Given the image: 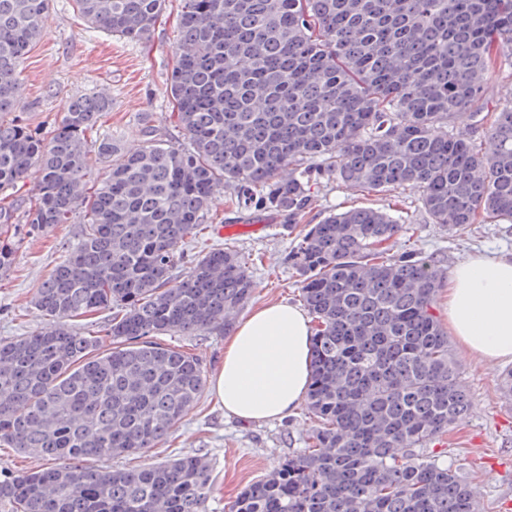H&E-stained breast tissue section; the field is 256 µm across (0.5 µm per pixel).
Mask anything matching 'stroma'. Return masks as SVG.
<instances>
[{"mask_svg":"<svg viewBox=\"0 0 512 512\" xmlns=\"http://www.w3.org/2000/svg\"><path fill=\"white\" fill-rule=\"evenodd\" d=\"M180 0H167L165 12L147 42L134 43L90 28L81 18L75 0H51L49 32L30 49L22 68L24 123L48 133L63 115L67 99L76 94L103 95L111 107L99 131L123 144L139 141V131L151 125L173 143L182 137L175 125L168 95L175 64ZM512 103V65L496 64L485 79L484 95L475 115L456 117V130L468 132L474 118ZM313 205L305 216L318 223L330 213L354 206H369L399 217L402 231L395 249L411 247L438 256L444 272L480 253L512 254V224L493 218L475 225L471 234L457 235L430 223L418 191L363 193L336 179H321L311 188ZM230 190L217 193L210 210V226L203 236L188 243L189 259H197L224 245L217 229L241 223ZM259 234L238 233L240 248L256 255L251 268L254 290L248 308L282 300L298 303L300 284L289 268L287 255L299 234L280 227V217H266ZM79 227L58 224L38 235L21 234L11 265L0 271V340H11L46 327L42 313L30 299L34 289L76 246ZM168 344L193 352L213 376L224 360L223 336H171ZM458 380L469 397V408L446 438L448 463L465 477L477 494L475 512H512V398L499 390L503 364H490L453 347ZM313 429L304 409L283 421L244 424L225 418L210 390H203L197 405L177 425L167 441L141 457L119 456L107 460L110 468H131L158 463L188 453L204 455L212 468L214 490L208 512H229L236 497L251 483L264 479L278 463L303 448Z\"/></svg>","mask_w":512,"mask_h":512,"instance_id":"35a3bbf8","label":"stroma"}]
</instances>
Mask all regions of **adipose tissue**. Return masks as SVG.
I'll return each instance as SVG.
<instances>
[{"label": "adipose tissue", "instance_id": "ef3b65f1", "mask_svg": "<svg viewBox=\"0 0 512 512\" xmlns=\"http://www.w3.org/2000/svg\"><path fill=\"white\" fill-rule=\"evenodd\" d=\"M448 328L469 354L512 362V255L460 263L448 280ZM312 328L290 303L259 307L238 322L212 391L228 417L265 423L293 415L311 384Z\"/></svg>", "mask_w": 512, "mask_h": 512}]
</instances>
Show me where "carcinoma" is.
I'll return each mask as SVG.
<instances>
[{
    "mask_svg": "<svg viewBox=\"0 0 512 512\" xmlns=\"http://www.w3.org/2000/svg\"><path fill=\"white\" fill-rule=\"evenodd\" d=\"M166 0H76L93 28L147 40ZM50 0H0V191L33 183L23 211L0 206V268L16 229L79 224V240L35 289L49 325L0 341V447L53 461L0 470L7 512H207L206 458L134 468L168 438L205 385L198 358L164 335H222L250 299L249 256L224 245L184 265L220 190L242 211H275L291 232L311 186L406 187L431 223L463 234L512 223V105L482 141L449 130L485 75L512 57V0H181L169 79L183 145L88 142L108 99L75 95L44 136L16 110L22 66L48 33ZM112 160L88 192V146ZM400 221L372 207L310 224L288 252L314 322L306 448L244 489L230 512H473L470 484L440 443L468 408L436 315V257L389 247ZM112 311L100 336L69 322Z\"/></svg>",
    "mask_w": 512,
    "mask_h": 512,
    "instance_id": "obj_1",
    "label": "carcinoma"
}]
</instances>
